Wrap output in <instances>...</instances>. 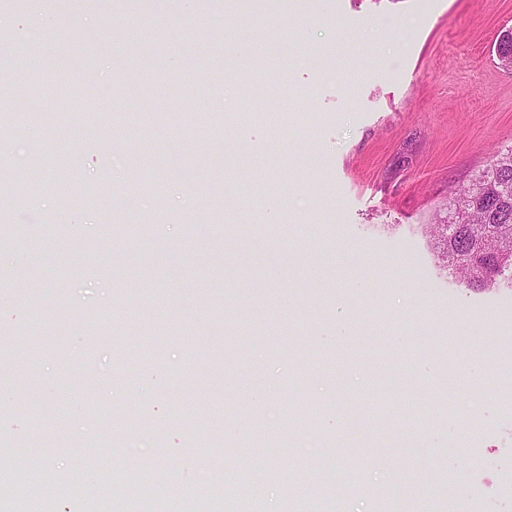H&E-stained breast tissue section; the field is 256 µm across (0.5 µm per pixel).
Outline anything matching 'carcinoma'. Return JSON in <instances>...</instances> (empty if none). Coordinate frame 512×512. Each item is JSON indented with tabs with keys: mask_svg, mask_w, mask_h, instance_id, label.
Segmentation results:
<instances>
[{
	"mask_svg": "<svg viewBox=\"0 0 512 512\" xmlns=\"http://www.w3.org/2000/svg\"><path fill=\"white\" fill-rule=\"evenodd\" d=\"M494 53L498 65L512 68V28L500 33ZM433 223L448 275L471 289L512 288V145L450 194Z\"/></svg>",
	"mask_w": 512,
	"mask_h": 512,
	"instance_id": "obj_1",
	"label": "carcinoma"
}]
</instances>
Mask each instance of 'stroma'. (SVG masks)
I'll list each match as a JSON object with an SVG mask.
<instances>
[{"mask_svg": "<svg viewBox=\"0 0 512 512\" xmlns=\"http://www.w3.org/2000/svg\"><path fill=\"white\" fill-rule=\"evenodd\" d=\"M46 12L38 70L12 71L36 81L37 102L0 96V200L17 202L0 213V473L17 472L14 447L47 445L21 497L78 512L117 478L170 480L189 490L187 512H250L234 490L266 473L260 512L289 495L297 512H374L389 490L431 496L429 512L474 490L482 512H512L500 355L512 288L462 286L426 229L512 144V70L493 52L512 0H47ZM39 107L42 127L16 123ZM22 145L36 194L3 169ZM115 154L123 164L103 171ZM340 308L348 333L327 335ZM463 336L485 344L482 369L467 372ZM263 378L274 421L256 403ZM469 404L487 410L480 428L441 434ZM247 416L311 455L277 472L241 459ZM98 418L105 434L86 438ZM147 428L154 469L123 455ZM89 448L111 466L75 480ZM329 470L347 493L317 500ZM204 472L231 495L200 505Z\"/></svg>", "mask_w": 512, "mask_h": 512, "instance_id": "35a3bbf8", "label": "stroma"}]
</instances>
